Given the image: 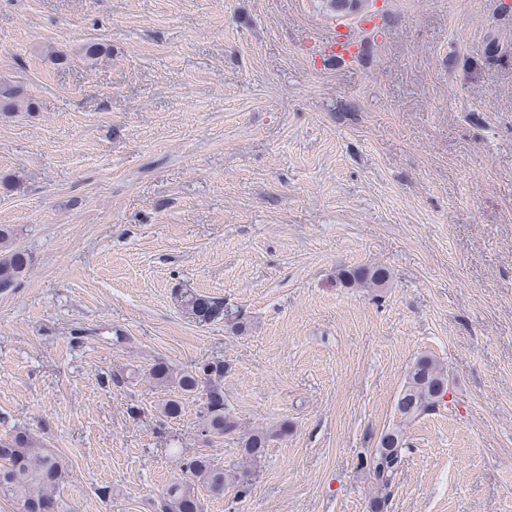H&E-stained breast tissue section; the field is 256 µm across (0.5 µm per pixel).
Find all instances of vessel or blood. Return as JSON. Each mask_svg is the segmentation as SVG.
I'll use <instances>...</instances> for the list:
<instances>
[{
    "label": "vessel or blood",
    "mask_w": 512,
    "mask_h": 512,
    "mask_svg": "<svg viewBox=\"0 0 512 512\" xmlns=\"http://www.w3.org/2000/svg\"><path fill=\"white\" fill-rule=\"evenodd\" d=\"M335 19L332 28L317 40L321 46V63L339 67L362 61L360 52L368 24H388L389 18L375 0H324Z\"/></svg>",
    "instance_id": "obj_1"
}]
</instances>
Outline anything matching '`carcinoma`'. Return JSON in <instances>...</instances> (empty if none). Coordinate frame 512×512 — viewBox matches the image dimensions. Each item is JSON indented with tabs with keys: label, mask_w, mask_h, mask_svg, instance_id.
<instances>
[{
	"label": "carcinoma",
	"mask_w": 512,
	"mask_h": 512,
	"mask_svg": "<svg viewBox=\"0 0 512 512\" xmlns=\"http://www.w3.org/2000/svg\"><path fill=\"white\" fill-rule=\"evenodd\" d=\"M35 109L34 100L22 86L0 83V112H33ZM14 236V227L0 224V288L3 290L14 286L30 261L28 254L12 247ZM388 275L387 268L377 266L345 270L342 278L374 288L383 285ZM180 298L182 307L200 322L224 317V304L219 301L188 291L183 292ZM223 377L224 363H212L200 372H182L177 385L185 393L205 396L202 411L204 432L237 441L247 465L234 474L226 475L201 455L181 459L182 468L213 495L224 493V482L228 479L236 483L238 494L245 495L252 486L251 465L263 456L271 434L264 431L249 435L241 433L236 416L224 401ZM448 392V375L443 365L423 356L408 373L406 384L396 400L397 411L405 420H415L438 408ZM404 449L403 436L393 430L380 436L376 448L358 456L359 466L367 472L374 490L371 506L376 512H382L391 495L394 479L402 468ZM63 475L60 461L31 434L20 431L0 440V493L13 498L20 512H58L57 491ZM199 507L193 488L173 484L168 490L163 512H199Z\"/></svg>",
	"instance_id": "carcinoma-1"
}]
</instances>
